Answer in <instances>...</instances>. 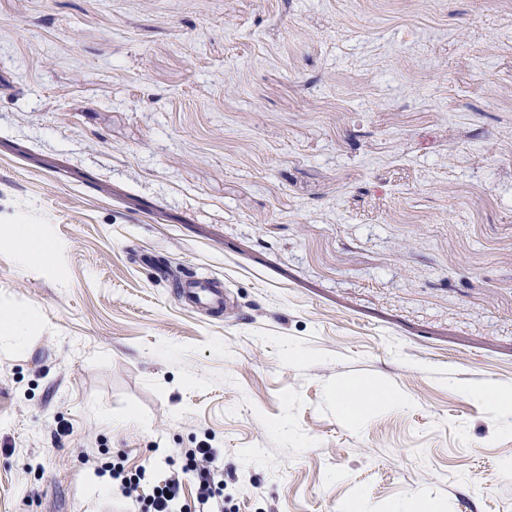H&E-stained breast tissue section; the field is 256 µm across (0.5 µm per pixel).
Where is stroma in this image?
<instances>
[{"label": "stroma", "instance_id": "1", "mask_svg": "<svg viewBox=\"0 0 512 512\" xmlns=\"http://www.w3.org/2000/svg\"><path fill=\"white\" fill-rule=\"evenodd\" d=\"M1 317L0 512H512V0H0ZM212 278H197L177 287L175 296L186 306L218 313L224 309V290ZM337 404L340 410L353 420L364 418L367 411L378 399V391L374 387L357 384H344L336 391ZM201 442L198 448L182 452L180 469H173L167 478L153 487L151 494L145 496L141 493L145 472H128L121 462H105L103 466L108 468L106 471L112 479L120 481L123 496L139 504L141 511L172 512L182 496L185 480L196 486L197 502L202 505L199 512L227 511L224 508V459L207 441Z\"/></svg>", "mask_w": 512, "mask_h": 512}]
</instances>
